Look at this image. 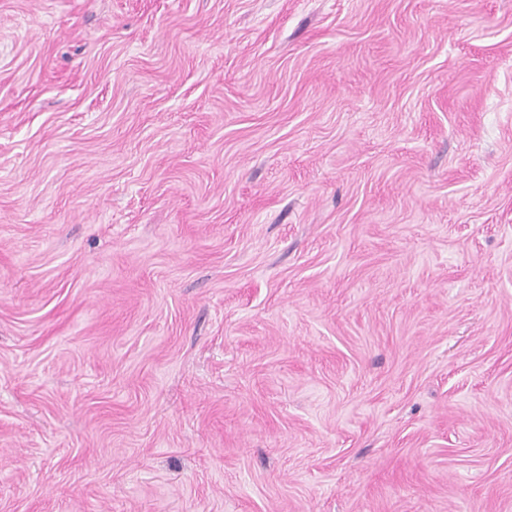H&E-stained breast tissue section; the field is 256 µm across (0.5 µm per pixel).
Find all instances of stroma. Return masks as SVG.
<instances>
[{"label":"stroma","instance_id":"1","mask_svg":"<svg viewBox=\"0 0 512 512\" xmlns=\"http://www.w3.org/2000/svg\"><path fill=\"white\" fill-rule=\"evenodd\" d=\"M0 512H512V0H0Z\"/></svg>","mask_w":512,"mask_h":512}]
</instances>
